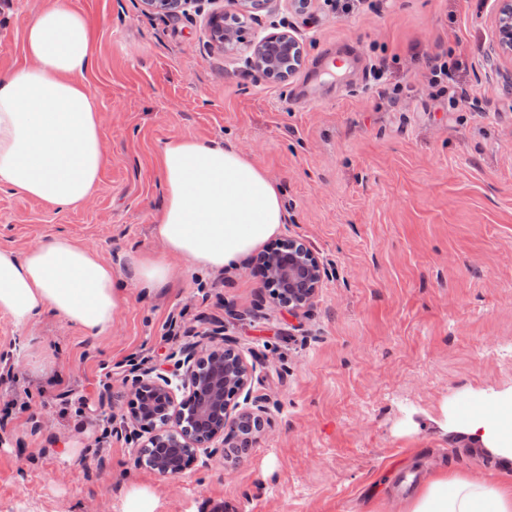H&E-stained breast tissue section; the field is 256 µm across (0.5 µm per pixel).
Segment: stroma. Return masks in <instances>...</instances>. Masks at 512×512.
Segmentation results:
<instances>
[{
    "instance_id": "stroma-1",
    "label": "stroma",
    "mask_w": 512,
    "mask_h": 512,
    "mask_svg": "<svg viewBox=\"0 0 512 512\" xmlns=\"http://www.w3.org/2000/svg\"><path fill=\"white\" fill-rule=\"evenodd\" d=\"M66 2L93 32L85 82L107 162L76 208L1 188L0 247L62 233L117 273L128 253L163 254L157 146L189 135L241 150L281 186L285 222L266 246L305 243L326 276L292 312L253 265L202 276L179 263L155 293L127 283L101 336L52 314L20 330L0 314V512H125L134 484L156 512H399L425 469L497 467L437 427L512 385V63L497 0H356L347 13L312 0L303 15L274 0L246 35L298 38L303 64L282 81L209 40L211 0L175 15L143 0ZM43 3L0 0V72L27 63L25 29ZM349 45L366 73L323 75L318 59ZM448 50L475 105L445 110L429 95L426 57ZM305 82L316 103L301 107L289 94ZM395 84L392 104L382 91ZM227 338L254 365L265 408L246 454L200 455L163 477L137 461L146 431L96 448L102 420L128 415L142 357L156 354L168 376ZM28 341L31 357L14 356Z\"/></svg>"
}]
</instances>
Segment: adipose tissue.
<instances>
[{
  "instance_id": "adipose-tissue-1",
  "label": "adipose tissue",
  "mask_w": 512,
  "mask_h": 512,
  "mask_svg": "<svg viewBox=\"0 0 512 512\" xmlns=\"http://www.w3.org/2000/svg\"><path fill=\"white\" fill-rule=\"evenodd\" d=\"M93 42L84 15L55 0L25 31L29 65L0 72V186L67 208L88 201L106 162L101 117L84 78ZM158 157L164 205L153 224L164 257L128 255L115 274L94 247L56 235L19 254L0 248V313L27 328L52 312L98 336L126 302L123 280L154 292L171 279V259L198 273L237 267L277 235L284 222L280 188L240 151L175 136ZM499 471L465 476L427 471L401 512H512V387L455 425Z\"/></svg>"
}]
</instances>
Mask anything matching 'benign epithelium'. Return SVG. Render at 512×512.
<instances>
[{"mask_svg":"<svg viewBox=\"0 0 512 512\" xmlns=\"http://www.w3.org/2000/svg\"><path fill=\"white\" fill-rule=\"evenodd\" d=\"M193 0H146L148 6L166 13L176 12ZM273 0H233L232 12H215L209 20V37L226 52L247 53L249 68L269 79H285L302 64L298 38L288 31L269 33L258 41L244 38L245 19L256 16ZM499 45L504 58L512 62V0H498ZM256 261L265 267L267 280L278 287L277 296L290 308L312 302L322 287L325 270L318 257L304 243L291 240L288 252L262 253ZM175 377L180 385L172 386L166 376L154 377L147 370L133 383L136 406L135 423L153 430L157 418L175 428L150 437L153 442L168 436L165 446L191 448L194 453L211 457L230 448H249L263 425V406L238 408L230 400L247 393L253 365L236 352L232 340L224 339L220 351L193 350L179 363ZM184 398L177 400L176 391Z\"/></svg>","mask_w":512,"mask_h":512,"instance_id":"benign-epithelium-1","label":"benign epithelium"}]
</instances>
